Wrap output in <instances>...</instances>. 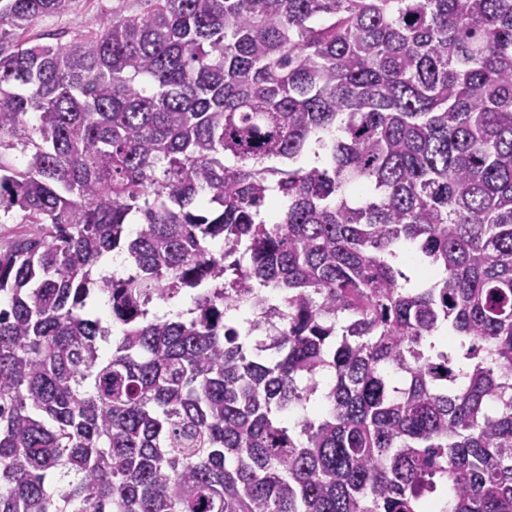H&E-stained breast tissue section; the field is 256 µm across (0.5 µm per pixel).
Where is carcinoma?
<instances>
[{"mask_svg":"<svg viewBox=\"0 0 512 512\" xmlns=\"http://www.w3.org/2000/svg\"><path fill=\"white\" fill-rule=\"evenodd\" d=\"M70 3L0 0V512H512V0ZM112 9V0H73L66 13L40 19L33 28V34L65 31L73 33L86 26L98 28L101 17Z\"/></svg>","mask_w":512,"mask_h":512,"instance_id":"obj_1","label":"carcinoma"}]
</instances>
